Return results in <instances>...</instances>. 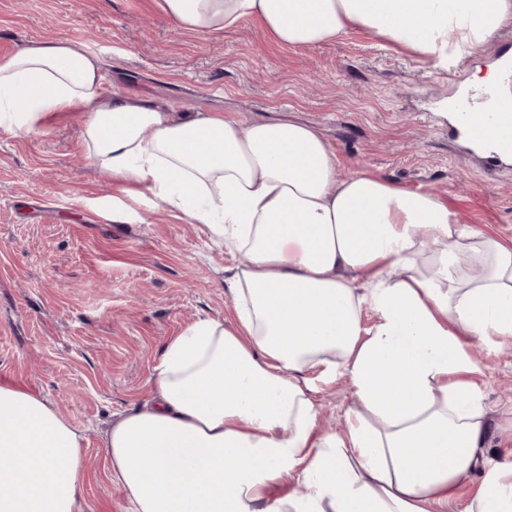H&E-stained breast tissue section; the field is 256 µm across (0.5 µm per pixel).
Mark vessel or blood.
Instances as JSON below:
<instances>
[{
	"label": "vessel or blood",
	"mask_w": 512,
	"mask_h": 512,
	"mask_svg": "<svg viewBox=\"0 0 512 512\" xmlns=\"http://www.w3.org/2000/svg\"><path fill=\"white\" fill-rule=\"evenodd\" d=\"M462 133L489 158H512V113L504 111L492 94L466 98L456 106Z\"/></svg>",
	"instance_id": "vessel-or-blood-1"
}]
</instances>
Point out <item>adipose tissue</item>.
Listing matches in <instances>:
<instances>
[{"label": "adipose tissue", "mask_w": 512, "mask_h": 512, "mask_svg": "<svg viewBox=\"0 0 512 512\" xmlns=\"http://www.w3.org/2000/svg\"><path fill=\"white\" fill-rule=\"evenodd\" d=\"M179 27L259 19L288 46L353 30L439 60L512 25V0H156ZM97 55L32 41L0 58V122L89 113L88 158L206 225L249 262L228 279L233 323L204 318L166 344L152 395L107 430L130 512H512V462L484 458L487 410L464 339L512 340V244L440 198L339 160L310 126L248 125L103 89ZM376 320L363 326L361 310ZM346 376L341 433L318 432L315 390ZM0 512H79L82 432L45 399L0 384ZM296 476L305 497L277 487Z\"/></svg>", "instance_id": "ef3b65f1"}]
</instances>
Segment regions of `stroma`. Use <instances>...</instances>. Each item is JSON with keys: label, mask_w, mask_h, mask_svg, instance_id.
<instances>
[{"label": "stroma", "mask_w": 512, "mask_h": 512, "mask_svg": "<svg viewBox=\"0 0 512 512\" xmlns=\"http://www.w3.org/2000/svg\"><path fill=\"white\" fill-rule=\"evenodd\" d=\"M84 44L105 91L245 123L313 126L340 171L428 190L460 223L512 241V167L490 173L445 107L488 72L512 26L454 69L357 31L307 47L255 19L220 34L179 28L156 0H0V58L30 41ZM87 113H50L29 133L0 125V383L56 406L84 436L80 512H128L104 434L143 407L167 342L202 318L234 319L225 271L242 255L159 201L112 189L86 160ZM488 408L485 457L512 460V341H468ZM353 388L317 382L320 425L340 429Z\"/></svg>", "instance_id": "stroma-1"}]
</instances>
